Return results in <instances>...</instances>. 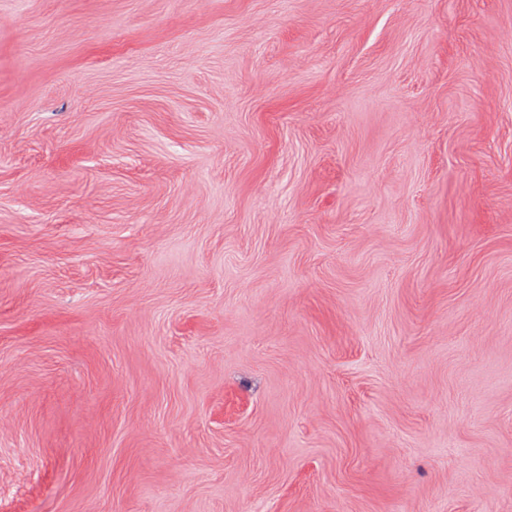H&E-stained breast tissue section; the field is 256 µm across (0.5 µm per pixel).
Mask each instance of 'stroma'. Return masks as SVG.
I'll return each mask as SVG.
<instances>
[{"label": "stroma", "instance_id": "35a3bbf8", "mask_svg": "<svg viewBox=\"0 0 512 512\" xmlns=\"http://www.w3.org/2000/svg\"><path fill=\"white\" fill-rule=\"evenodd\" d=\"M0 512H512V0H0Z\"/></svg>", "mask_w": 512, "mask_h": 512}]
</instances>
